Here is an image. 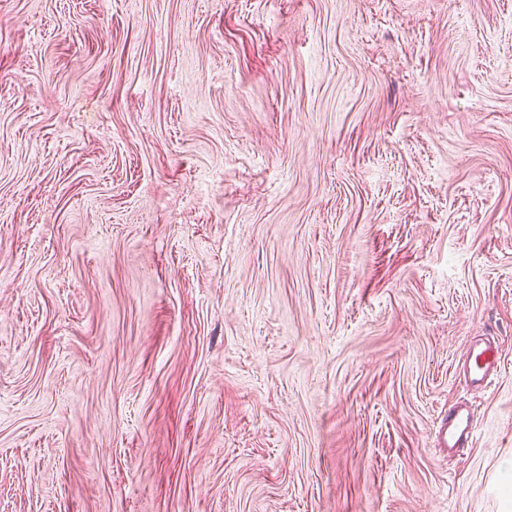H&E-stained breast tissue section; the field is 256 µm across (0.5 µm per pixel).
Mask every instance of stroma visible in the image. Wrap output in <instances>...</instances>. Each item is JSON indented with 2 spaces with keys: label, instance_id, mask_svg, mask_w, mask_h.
I'll return each instance as SVG.
<instances>
[{
  "label": "stroma",
  "instance_id": "obj_1",
  "mask_svg": "<svg viewBox=\"0 0 512 512\" xmlns=\"http://www.w3.org/2000/svg\"><path fill=\"white\" fill-rule=\"evenodd\" d=\"M511 462L512 0H0V512H512ZM498 351L491 340L477 339L468 347L462 372L467 385L476 392H484L491 383V376L498 369ZM476 425L474 410L468 405L450 406L436 426L439 447L448 448V454L463 455L472 444Z\"/></svg>",
  "mask_w": 512,
  "mask_h": 512
}]
</instances>
